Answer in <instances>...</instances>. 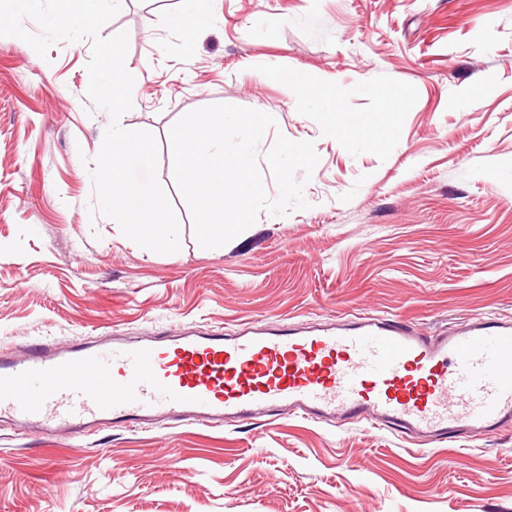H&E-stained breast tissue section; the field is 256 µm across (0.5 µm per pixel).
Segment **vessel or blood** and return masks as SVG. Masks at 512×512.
I'll use <instances>...</instances> for the list:
<instances>
[{
    "instance_id": "b4317fda",
    "label": "vessel or blood",
    "mask_w": 512,
    "mask_h": 512,
    "mask_svg": "<svg viewBox=\"0 0 512 512\" xmlns=\"http://www.w3.org/2000/svg\"><path fill=\"white\" fill-rule=\"evenodd\" d=\"M275 415L364 423L412 444L495 434L512 427V318L424 333L364 312L0 353V425L21 432Z\"/></svg>"
}]
</instances>
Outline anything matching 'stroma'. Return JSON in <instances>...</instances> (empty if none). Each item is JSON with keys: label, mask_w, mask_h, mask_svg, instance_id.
<instances>
[{"label": "stroma", "mask_w": 512, "mask_h": 512, "mask_svg": "<svg viewBox=\"0 0 512 512\" xmlns=\"http://www.w3.org/2000/svg\"><path fill=\"white\" fill-rule=\"evenodd\" d=\"M182 0H126L133 107L166 143L216 103L314 143L310 207L202 248L167 150L181 249L90 218L109 123L91 42L40 58L0 37V351L108 332L235 331L370 312L424 330L512 317V0H214L185 49ZM360 146H351L348 135ZM0 512H512V428L420 448L391 431L270 416L118 426L77 441L0 430Z\"/></svg>", "instance_id": "obj_1"}]
</instances>
